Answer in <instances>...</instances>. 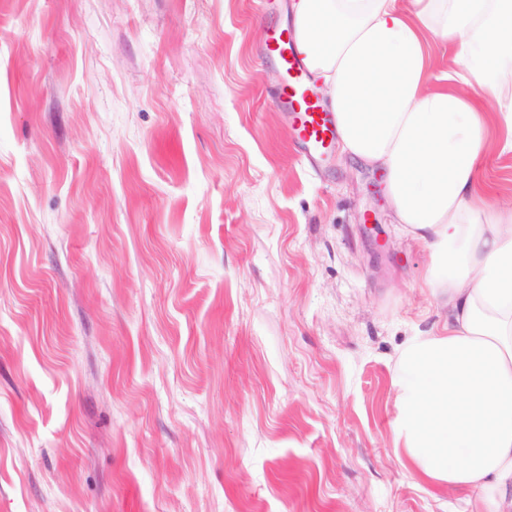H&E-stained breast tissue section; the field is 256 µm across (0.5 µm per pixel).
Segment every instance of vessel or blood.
I'll return each instance as SVG.
<instances>
[{
    "mask_svg": "<svg viewBox=\"0 0 512 512\" xmlns=\"http://www.w3.org/2000/svg\"><path fill=\"white\" fill-rule=\"evenodd\" d=\"M269 50L285 75L277 105L289 112L294 141L306 158L315 164L322 163L337 141L333 115L320 104L315 90L308 85L304 64L288 33L274 32Z\"/></svg>",
    "mask_w": 512,
    "mask_h": 512,
    "instance_id": "obj_1",
    "label": "vessel or blood"
}]
</instances>
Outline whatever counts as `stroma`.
<instances>
[{
    "label": "stroma",
    "mask_w": 512,
    "mask_h": 512,
    "mask_svg": "<svg viewBox=\"0 0 512 512\" xmlns=\"http://www.w3.org/2000/svg\"><path fill=\"white\" fill-rule=\"evenodd\" d=\"M291 3L0 0V512H461L394 449L429 253L293 144Z\"/></svg>",
    "instance_id": "1"
}]
</instances>
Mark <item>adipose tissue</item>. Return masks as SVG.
I'll return each mask as SVG.
<instances>
[{"label":"adipose tissue","mask_w":512,"mask_h":512,"mask_svg":"<svg viewBox=\"0 0 512 512\" xmlns=\"http://www.w3.org/2000/svg\"><path fill=\"white\" fill-rule=\"evenodd\" d=\"M295 45L340 144L375 170L395 223L424 245L442 326L393 379L412 470L512 512V205L481 181L512 154V0H293ZM455 53L434 72L437 46Z\"/></svg>","instance_id":"ef3b65f1"}]
</instances>
